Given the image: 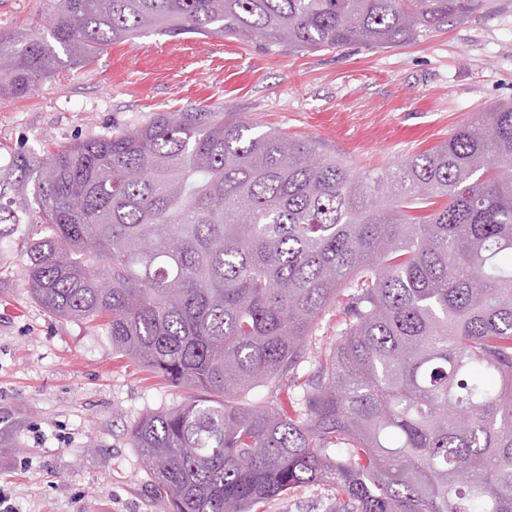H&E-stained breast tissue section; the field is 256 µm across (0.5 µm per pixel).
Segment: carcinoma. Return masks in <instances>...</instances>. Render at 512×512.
Listing matches in <instances>:
<instances>
[{"mask_svg": "<svg viewBox=\"0 0 512 512\" xmlns=\"http://www.w3.org/2000/svg\"><path fill=\"white\" fill-rule=\"evenodd\" d=\"M482 6L60 0L52 41L0 38V97L145 32L383 49ZM32 212L33 297L194 391L130 430L165 512H257L314 483L334 512H512L511 103L370 182L255 118L159 112L48 153Z\"/></svg>", "mask_w": 512, "mask_h": 512, "instance_id": "cac0c4a2", "label": "carcinoma"}]
</instances>
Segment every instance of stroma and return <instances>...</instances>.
I'll return each instance as SVG.
<instances>
[{
  "instance_id": "35a3bbf8",
  "label": "stroma",
  "mask_w": 512,
  "mask_h": 512,
  "mask_svg": "<svg viewBox=\"0 0 512 512\" xmlns=\"http://www.w3.org/2000/svg\"><path fill=\"white\" fill-rule=\"evenodd\" d=\"M53 8L0 0V34L48 38ZM503 102H512V0H484L467 22L388 49L291 51L259 37L147 33L0 102V487L18 512H162L130 429L188 396L118 354L101 328L33 297L23 280L26 168L48 150L207 105L312 140L377 177ZM333 506L332 487L319 483L260 512Z\"/></svg>"
}]
</instances>
